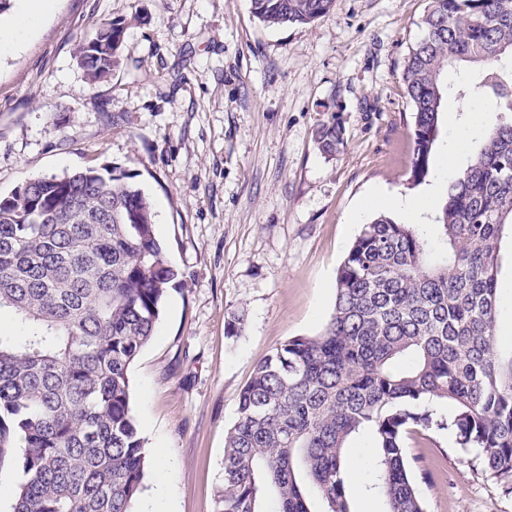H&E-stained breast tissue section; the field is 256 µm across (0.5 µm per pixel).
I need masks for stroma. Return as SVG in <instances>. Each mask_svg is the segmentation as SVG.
Returning a JSON list of instances; mask_svg holds the SVG:
<instances>
[{
    "label": "stroma",
    "mask_w": 512,
    "mask_h": 512,
    "mask_svg": "<svg viewBox=\"0 0 512 512\" xmlns=\"http://www.w3.org/2000/svg\"><path fill=\"white\" fill-rule=\"evenodd\" d=\"M429 0H335L304 26L268 27L251 0H56L0 57V196L38 176L110 165L148 195L178 276L129 370L149 464L136 512H214L224 437L255 366L320 334L336 271L381 197L437 203L481 130L477 97H449L430 182L410 187L412 109L401 78ZM123 61L89 83L75 52L106 19ZM341 125L321 153L315 130ZM242 316L239 335L227 333ZM426 512H512L477 452L445 429L409 443ZM315 141L323 154L336 156L344 145L342 127L333 118L323 122L315 131Z\"/></svg>",
    "instance_id": "1"
}]
</instances>
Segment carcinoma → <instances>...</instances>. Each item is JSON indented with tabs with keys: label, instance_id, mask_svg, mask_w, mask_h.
<instances>
[{
	"label": "carcinoma",
	"instance_id": "obj_1",
	"mask_svg": "<svg viewBox=\"0 0 512 512\" xmlns=\"http://www.w3.org/2000/svg\"><path fill=\"white\" fill-rule=\"evenodd\" d=\"M270 26L308 24L334 0H251ZM404 58L412 106L407 182L433 173L451 87L498 113L448 178L439 235L387 214L364 225L337 269L334 313L260 361L224 440L215 512H353L348 440L373 437L366 491L384 512H425L405 460L437 426L475 449L512 489V350L498 349L501 252L512 242V0H430ZM125 22L108 19L76 52L91 82L122 62ZM319 150L344 145L331 119ZM177 278L149 197L108 166L28 180L0 196V461L22 470L13 512H135L148 457L130 408L129 368ZM433 403L448 405L437 416Z\"/></svg>",
	"mask_w": 512,
	"mask_h": 512
}]
</instances>
